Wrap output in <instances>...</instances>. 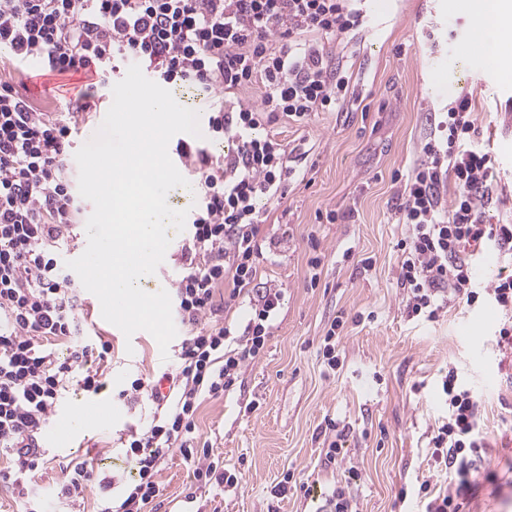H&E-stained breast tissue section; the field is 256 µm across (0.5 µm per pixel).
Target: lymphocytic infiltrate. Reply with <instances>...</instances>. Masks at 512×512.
Here are the masks:
<instances>
[{
	"label": "lymphocytic infiltrate",
	"instance_id": "obj_1",
	"mask_svg": "<svg viewBox=\"0 0 512 512\" xmlns=\"http://www.w3.org/2000/svg\"><path fill=\"white\" fill-rule=\"evenodd\" d=\"M357 0H0V45L49 73L84 71L110 79L112 62L130 58L159 72L194 97L206 99L214 140L231 143L217 155L184 140L176 150L198 176L199 205L182 246L176 310L188 337L174 372L163 384L134 380L126 397L149 391L163 414L145 433L125 441L129 475L102 474L95 460L70 461L55 496L32 485L45 453L39 439L63 391L75 385L96 393L101 373L85 370L91 355L106 359L112 345L80 343L81 294L63 273L57 250L81 213L68 171L71 127L37 111L13 86L0 83V458L25 512H85L92 490L100 512H147L159 496L161 465L180 451L197 482L240 485L209 446L194 447L195 419L204 397L229 390L245 365L263 351L279 310L280 289L258 286L261 227L268 206L280 203L296 172L287 143L260 134L269 121H300L316 112H344L353 104L345 53L330 54L327 37L366 24ZM262 84L260 105L235 99ZM472 100L460 93L426 137L420 156L399 182L395 216L405 233L396 244L398 282L409 318H437L459 300L495 304L508 317L495 332L512 350V274L482 285L475 263L485 248L512 256V224H495L498 199L491 156L475 143ZM225 307L248 305L236 343L216 315L218 288ZM66 344L59 354L56 343ZM448 417L429 441L437 468L455 474L447 491L419 487L426 512H463L469 480L487 448L480 404L472 388L449 369L442 381Z\"/></svg>",
	"mask_w": 512,
	"mask_h": 512
}]
</instances>
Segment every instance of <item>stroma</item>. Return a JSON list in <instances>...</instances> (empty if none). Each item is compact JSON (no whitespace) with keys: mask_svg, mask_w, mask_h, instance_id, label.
I'll return each instance as SVG.
<instances>
[{"mask_svg":"<svg viewBox=\"0 0 512 512\" xmlns=\"http://www.w3.org/2000/svg\"><path fill=\"white\" fill-rule=\"evenodd\" d=\"M367 26L353 38L348 66L362 91L350 112H318L302 123L279 120L268 133L294 147L297 172L286 196L262 228L269 246L259 261L261 282L282 289L278 315L261 356L248 363L223 395L205 398L195 434L208 442L241 486L226 493L197 484L180 451L162 464L160 496L151 512H319L333 486L348 488L358 512H425L422 480L438 491L455 481L437 470L429 440L448 414L441 381L456 367L477 395L489 448L471 476L475 490L464 512H512V368L502 364L491 337L504 318L490 304L457 302L433 321L408 318L397 283L396 243L403 231L394 216V172L408 173L434 115L459 93L474 104L478 144L495 159L502 189L493 209L512 223V60L489 66L468 38L479 21L465 0H366ZM0 82L12 85L39 111L66 118L77 96L96 109L73 128L98 129L112 104L94 76L34 73L0 51ZM336 211L335 223L326 215ZM322 260L311 284L312 257ZM85 340L104 337L112 361L100 366L109 387L99 400L105 420L83 430L33 481L44 494L58 491L62 468L76 457L109 449L106 467L129 471L121 440L145 432L156 404L148 395L122 397L132 380L155 384L173 368L187 337L178 327L167 351L139 331L125 338L84 306ZM343 319L339 365L329 369L320 341ZM348 430L340 465L325 467L327 420ZM311 481L310 493L272 488L284 473ZM407 498H400L401 488Z\"/></svg>","mask_w":512,"mask_h":512,"instance_id":"stroma-1","label":"stroma"}]
</instances>
